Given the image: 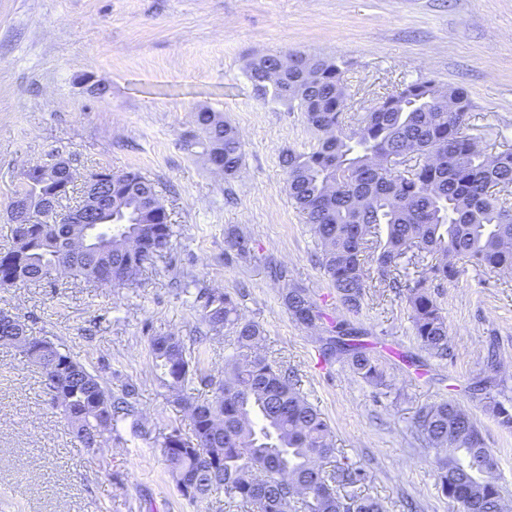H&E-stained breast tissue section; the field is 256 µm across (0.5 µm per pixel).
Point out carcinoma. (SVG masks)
<instances>
[{
  "label": "carcinoma",
  "mask_w": 512,
  "mask_h": 512,
  "mask_svg": "<svg viewBox=\"0 0 512 512\" xmlns=\"http://www.w3.org/2000/svg\"><path fill=\"white\" fill-rule=\"evenodd\" d=\"M257 96H268L305 114L319 134L305 152L279 157L289 195L321 244L320 265L349 312L360 309L368 263L378 278L404 298L415 335L430 354L450 353L448 323L435 293L437 282L453 281L461 265L501 277L512 275V148L490 151L469 134L472 112L467 92L418 78L383 96L353 127L343 121L345 71L332 58L271 53L246 64ZM198 134L187 147L202 148L206 161L227 176L240 167L243 142L219 112L194 113ZM21 192L40 205L63 192L56 181L25 173ZM157 184L137 170L112 173V205L100 220H123L119 230L97 236L89 253L79 251L78 224H60L55 214L39 224L11 225L12 244L0 251V285L82 278L111 288L137 283L146 265L171 243L167 209L151 201ZM384 239L367 253L373 235ZM426 260L404 282L391 277L407 251ZM194 306L208 331L233 329L224 348V375H204L194 347L176 334L149 338L166 404L190 418L192 435L172 426L154 437L168 462L178 492L191 486L196 502H230L248 512H386L374 497L354 491L365 480L348 464L327 471L336 453L332 427L300 389L295 371L264 352V329L245 317L233 293L197 288ZM284 304L294 320L317 331L322 358L342 360L369 384L390 389L383 370L360 337L366 334L326 313L300 287L286 290ZM15 326L0 321V342L41 367L48 402L61 410L73 437L95 450L131 421L143 437L138 391L127 384L115 397L103 378L47 336L15 340ZM210 389L199 402L195 384ZM500 381L487 376L474 389L485 393L498 423L512 428V405L497 399ZM417 429L433 451L431 463L448 498L465 512H504L496 474L484 470L489 455L473 419L459 404L443 401L421 408Z\"/></svg>",
  "instance_id": "1"
}]
</instances>
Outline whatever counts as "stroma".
Returning a JSON list of instances; mask_svg holds the SVG:
<instances>
[{"label":"stroma","instance_id":"35a3bbf8","mask_svg":"<svg viewBox=\"0 0 512 512\" xmlns=\"http://www.w3.org/2000/svg\"><path fill=\"white\" fill-rule=\"evenodd\" d=\"M301 52L346 64V119L420 77L465 88L471 133L512 146V0H0V249L11 244L9 203L25 166L57 156L77 173L136 169L154 180L174 236L139 284L113 290L61 277L0 287V311L34 335L63 343L113 392L136 383L153 432L180 427L152 368L148 339L197 338L205 372L219 375L227 337L207 338L175 278L235 293L265 330L270 360L293 369L330 422L338 457L364 470L365 494L387 512H463L448 499L414 424L420 407L461 403L482 431L512 507V429L499 425L473 384L497 373L512 387V277L467 268L441 284L452 352L421 347L404 299L374 282L348 315L319 263L320 248L295 208L283 151L316 142L303 113L257 97L248 58ZM107 86L92 93V81ZM223 113L244 143L238 171L211 169L183 142L199 109ZM249 240L238 254L228 232ZM311 291L327 312L353 318L384 368L391 392L347 364L320 357L313 330L297 324L273 274ZM0 512H243L189 503L159 448L130 426L97 451L80 447L43 391L40 371L0 345Z\"/></svg>","mask_w":512,"mask_h":512}]
</instances>
